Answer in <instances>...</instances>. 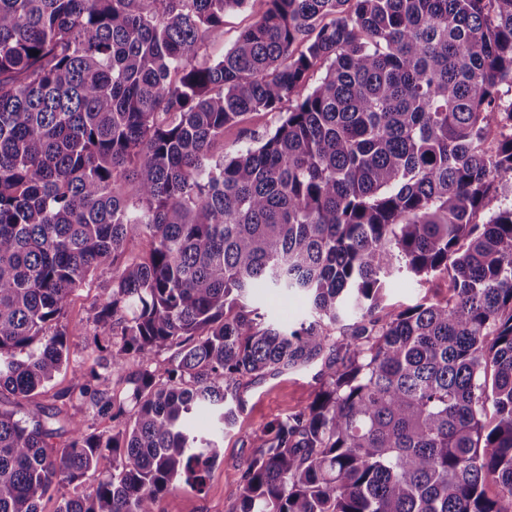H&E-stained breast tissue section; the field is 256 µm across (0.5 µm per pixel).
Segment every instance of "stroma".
<instances>
[{
  "mask_svg": "<svg viewBox=\"0 0 512 512\" xmlns=\"http://www.w3.org/2000/svg\"><path fill=\"white\" fill-rule=\"evenodd\" d=\"M255 19L256 12L249 6L226 13L223 27L206 38L202 48L204 55L214 60L222 59L241 31ZM279 119L276 112L246 115L242 122L225 131L224 143L214 146V153L251 143L253 134L274 129ZM111 280V272H97L69 298L63 322L74 334L70 367L62 369L44 392L32 400L20 401L8 394L0 395V410H14L27 418L40 420L45 412L59 407L64 416L82 420L90 431L111 435L112 421L98 415L88 403L77 400L65 403L60 399L61 393L74 385L73 364L86 359L89 347L97 344L108 348L113 343L112 337L101 333L93 321L96 306L111 292ZM447 295L446 279L427 280L406 272L394 276L388 283L379 314L385 318L408 306L433 302ZM323 367V362L319 361L308 368L289 370L276 376L244 379L237 392L236 425L224 434V450L210 470L205 493L199 495L175 489L158 500L157 512H234L241 491V472L254 454L250 435L304 406L320 385ZM111 472L112 455L106 452L100 457L96 469L88 472L82 481L62 484L50 498L45 499L41 505L42 512H56L63 500L86 495Z\"/></svg>",
  "mask_w": 512,
  "mask_h": 512,
  "instance_id": "stroma-1",
  "label": "stroma"
}]
</instances>
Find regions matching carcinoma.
I'll list each match as a JSON object with an SVG mask.
<instances>
[{
  "label": "carcinoma",
  "instance_id": "obj_1",
  "mask_svg": "<svg viewBox=\"0 0 512 512\" xmlns=\"http://www.w3.org/2000/svg\"><path fill=\"white\" fill-rule=\"evenodd\" d=\"M247 2L0 0V393L68 365L67 300L99 269L118 338L69 392L112 435L73 420L58 447L57 413L0 411V512H41L105 448L112 474L57 512L202 494L241 381L322 356L311 401L255 434L237 512H512V0H257L204 59ZM402 271L448 298L377 316ZM288 295L293 325L263 309ZM252 2L246 7L228 12L224 15V26L215 34L209 35L202 48L206 57L213 60L222 59L224 53L232 47L241 31L250 26L256 19V9ZM279 112H252L237 125L224 132V151L252 143L254 133L274 129L279 122Z\"/></svg>",
  "mask_w": 512,
  "mask_h": 512
}]
</instances>
